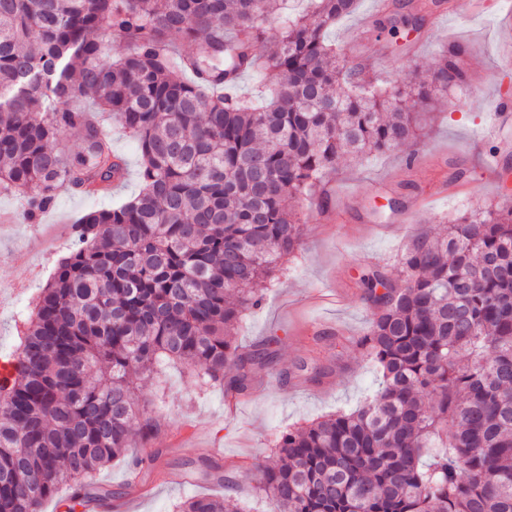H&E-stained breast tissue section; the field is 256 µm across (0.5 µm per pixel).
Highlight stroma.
I'll return each mask as SVG.
<instances>
[{"mask_svg": "<svg viewBox=\"0 0 512 512\" xmlns=\"http://www.w3.org/2000/svg\"><path fill=\"white\" fill-rule=\"evenodd\" d=\"M399 0H358L357 8L328 32L350 65L379 79L405 80L432 73L448 44L459 45L469 84L449 90L425 136L410 152L374 153L340 161L321 187L325 206L299 204L303 249L288 258L286 272L262 284L259 309L237 330L247 351H272L256 364L247 392L232 397L218 388L194 392L187 377L167 367L158 381H138L141 414L159 427L149 450H160L154 467L130 471L112 462L96 475L107 489L124 488L126 512H173L193 495H224L234 488L244 512H268L258 489L257 458L271 454L280 430L359 407L377 389V365L356 346L372 312L359 277L379 265L400 276V255L420 232L440 233L463 214L512 196V152L487 139L500 118L498 98L512 99V63L498 38L499 19L512 0H452L444 16L428 15L422 30L407 25ZM102 126L113 151L128 164L125 179L110 190L87 195L65 185L37 222H27L17 196L0 193V361L15 356L17 328L46 284L59 258L74 246L73 225L86 211L111 209L140 189L136 142L111 118ZM409 152V153H410ZM402 207L390 211L388 199ZM327 367L315 378L303 363ZM218 470H211V463Z\"/></svg>", "mask_w": 512, "mask_h": 512, "instance_id": "35a3bbf8", "label": "stroma"}]
</instances>
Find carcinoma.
Returning <instances> with one entry per match:
<instances>
[{"instance_id": "carcinoma-1", "label": "carcinoma", "mask_w": 512, "mask_h": 512, "mask_svg": "<svg viewBox=\"0 0 512 512\" xmlns=\"http://www.w3.org/2000/svg\"><path fill=\"white\" fill-rule=\"evenodd\" d=\"M287 2L0 0V193L33 222L66 183L125 177L108 144L75 158L50 147L104 138L77 96L136 140L142 183L80 217L22 320L0 379V512H42L68 482L82 504L112 496L91 480L157 434L133 402L137 374L174 364L201 389L246 392L260 354L235 329L301 249L299 202L342 157L404 149L465 78L451 49L429 81L365 82L325 40L357 0L299 15ZM106 29L129 47L109 63ZM267 69L281 81L263 104L237 93ZM400 263L399 278H360L377 390L279 435L277 459L255 464L270 512H512V204L417 236ZM177 509L243 512L232 492Z\"/></svg>"}]
</instances>
